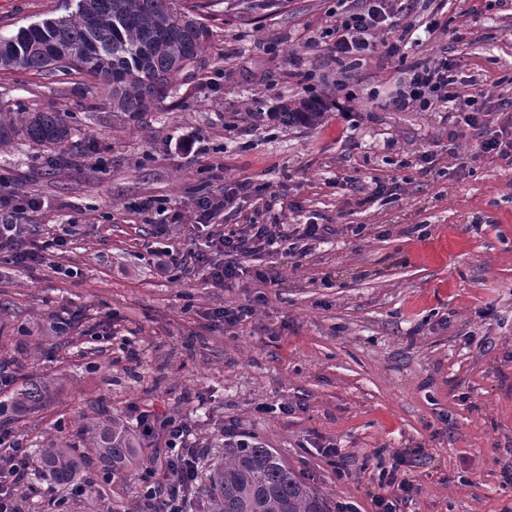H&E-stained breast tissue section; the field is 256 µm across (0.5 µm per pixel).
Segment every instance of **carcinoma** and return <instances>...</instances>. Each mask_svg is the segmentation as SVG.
Returning <instances> with one entry per match:
<instances>
[{
  "label": "carcinoma",
  "mask_w": 512,
  "mask_h": 512,
  "mask_svg": "<svg viewBox=\"0 0 512 512\" xmlns=\"http://www.w3.org/2000/svg\"><path fill=\"white\" fill-rule=\"evenodd\" d=\"M179 0H76L75 11L21 27L0 36V70H80L90 75L112 100V111L148 112L163 100L186 69L198 63L210 30L194 16L205 5L178 8ZM323 117L318 99L282 113L292 125L313 126ZM59 152L72 128L58 111L22 112L18 119L0 110V143L14 136ZM52 384L35 380L0 402V412L23 415L49 399ZM81 436L91 455L75 445L51 440L38 449L35 473L49 485L75 483L96 458L104 481L117 472L140 468L141 441L120 419L105 413L84 418ZM202 499H191L192 512H326L320 490L307 483L272 448L256 440L224 442L210 465Z\"/></svg>",
  "instance_id": "carcinoma-1"
}]
</instances>
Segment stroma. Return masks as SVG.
Segmentation results:
<instances>
[{
  "label": "stroma",
  "instance_id": "35a3bbf8",
  "mask_svg": "<svg viewBox=\"0 0 512 512\" xmlns=\"http://www.w3.org/2000/svg\"><path fill=\"white\" fill-rule=\"evenodd\" d=\"M369 0H287L232 8L213 0L208 47L156 108L113 111L93 82L0 71V104L66 113L73 138L58 168L23 138L0 144V195L40 200L28 241L40 264L0 254V400L30 379L50 400L0 418V455L66 438L106 410L135 432L175 418L189 446L257 438L324 494L329 512H512V0H404L375 48L337 63L333 28ZM76 0H0V35L70 14ZM421 45L387 52L408 25ZM453 62L474 112L402 109L407 70ZM320 125L262 121L308 98ZM195 133L192 152L177 149ZM240 182L214 224L158 230L137 210L192 216L200 196ZM384 193H377V186ZM71 227L52 245L58 225ZM247 224H323L242 260L211 287L191 255ZM181 265L160 273L148 248ZM252 306L229 325L222 309ZM412 489L387 483L397 454ZM84 473L97 491L52 488L27 473L23 512H156L136 479Z\"/></svg>",
  "mask_w": 512,
  "mask_h": 512
}]
</instances>
